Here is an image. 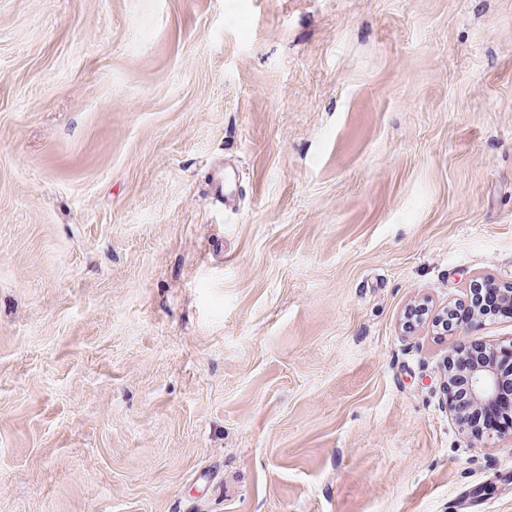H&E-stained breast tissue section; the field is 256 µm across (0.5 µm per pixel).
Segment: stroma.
<instances>
[{
	"mask_svg": "<svg viewBox=\"0 0 512 512\" xmlns=\"http://www.w3.org/2000/svg\"><path fill=\"white\" fill-rule=\"evenodd\" d=\"M485 279L512 0H0V512H512ZM504 295L501 291L489 284L482 291L481 307L478 308L472 304L469 307H459L450 310L443 316L437 315L433 319V326L437 328L440 334L448 333V321L454 325H462L473 319L475 314L481 311L494 312L495 314H508L509 310L504 306ZM475 359H484L488 362L500 364L506 362V358L502 357L492 348L476 347L470 350L460 351L453 359V382L451 383V386L453 389V400L457 408L458 419L463 425L469 426L473 433H479L482 429V427L479 426L480 419L479 421H473V412H471L467 402V393L464 387L465 383L463 381V375L461 374L463 371V365ZM504 367L509 371L508 375L511 376V380L509 381L512 382V358L504 363ZM500 377L490 365H474L467 374V386L476 403H491L498 394Z\"/></svg>",
	"mask_w": 512,
	"mask_h": 512,
	"instance_id": "stroma-1",
	"label": "stroma"
}]
</instances>
